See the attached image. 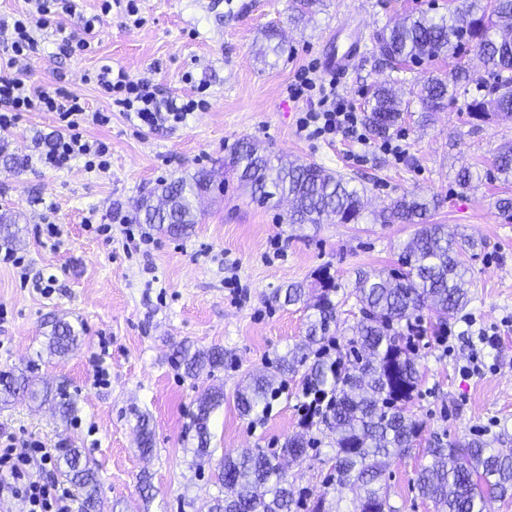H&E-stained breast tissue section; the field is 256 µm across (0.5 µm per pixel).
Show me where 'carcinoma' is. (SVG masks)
<instances>
[{"mask_svg": "<svg viewBox=\"0 0 512 512\" xmlns=\"http://www.w3.org/2000/svg\"><path fill=\"white\" fill-rule=\"evenodd\" d=\"M320 4L321 0H292L291 20L310 21ZM499 26L512 28V0H462L446 15L406 16L377 36L375 48L393 68L477 52L489 81L481 98L465 104L468 116L476 121L491 116L512 119V33L497 34ZM461 77L456 70L448 78H425L418 94L421 122L448 105L449 91ZM409 109L410 101L391 88L377 86L363 120L373 136L384 139L399 127ZM230 166L251 199L265 203L275 196L287 198L290 224H321L333 218L340 224H358L363 219L364 193L316 163L273 157L256 142L242 139L232 148ZM493 169L504 187L512 185V144L500 148ZM222 185L224 179L214 169L177 177L161 185V204L153 203L151 193L137 202L139 221L162 234L188 236L198 223L195 200ZM437 206L434 198L404 193L374 216L376 224H413L416 230L400 254V268L374 278L363 273L356 276L351 295L362 319L349 340L347 360L331 358L326 349L325 341L338 320V286L328 275L320 278L315 300L308 305L311 313L304 339L278 360L280 377L302 370L305 394L331 399L320 417L335 447L329 478L336 486L355 491L350 512H393L382 484L384 475L393 457L420 446L423 422L410 413L408 404L421 375L396 326L422 321L425 311L429 318L446 323L470 302L471 268L463 255L474 244L446 224L426 222ZM20 232L12 214H0V241L16 242ZM78 340L74 326L57 318L51 321L46 349L51 355L64 356ZM176 355L192 376L224 366L221 347L194 352L182 347ZM32 371L29 367L0 373V403L7 405L22 393L32 402L54 403L66 421L73 418L75 402L61 388H36ZM277 394L273 379L256 376L239 391L237 405L242 415H257ZM223 402L224 391L215 386L205 389L197 400L194 421L200 442L193 455L201 463L212 456L207 448L210 417ZM139 422L140 452L149 455L154 446L152 430L145 416H139ZM315 444L311 436H291L277 452L246 448L235 458H224L218 474L220 495L214 498L211 512H296L304 507L295 499L282 460L303 457ZM425 455L429 461L418 471L415 487L441 506V512H484L485 497H512V451L503 453L477 437L460 446L436 439ZM55 461L60 475L84 491V512H107L93 460L64 443Z\"/></svg>", "mask_w": 512, "mask_h": 512, "instance_id": "cac0c4a2", "label": "carcinoma"}]
</instances>
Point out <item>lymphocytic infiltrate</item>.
Returning a JSON list of instances; mask_svg holds the SVG:
<instances>
[{"label": "lymphocytic infiltrate", "instance_id": "1", "mask_svg": "<svg viewBox=\"0 0 512 512\" xmlns=\"http://www.w3.org/2000/svg\"><path fill=\"white\" fill-rule=\"evenodd\" d=\"M77 0H27L25 11L11 20H0V131L13 128L25 112H54L64 124L63 133L54 139L46 153L40 154L38 163L49 170L68 168L72 161L84 160L88 169L106 170L108 147L98 140L85 138L82 127L86 124L109 123L106 112H90L78 98L69 96L63 87L33 85L28 77V61L37 45L36 30L50 26L51 18L75 13ZM96 84L105 90L126 89L125 97L116 99L126 119L141 127L153 128L165 122L183 123L194 111L195 102L170 105L160 110L158 97L148 83L136 82L124 70H113L104 65L94 76ZM318 87L322 109L306 113L298 128L308 137H330L337 133L357 135L359 144L366 137L358 136V116L353 109L337 105L336 82H318L303 78L300 88L294 89L293 98H300L303 89ZM30 451L17 450L14 443L0 445V487L13 497L23 499L28 512H71L72 493L58 480L34 482L28 477L32 453L42 452L38 441H31Z\"/></svg>", "mask_w": 512, "mask_h": 512}]
</instances>
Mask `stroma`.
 I'll return each mask as SVG.
<instances>
[{
  "mask_svg": "<svg viewBox=\"0 0 512 512\" xmlns=\"http://www.w3.org/2000/svg\"><path fill=\"white\" fill-rule=\"evenodd\" d=\"M131 1L137 14L126 11ZM459 2L324 0L313 20L297 27L291 0H112L105 16L101 0H84L81 13L58 22L79 34L86 18L101 15L94 52L56 55L51 30L40 32L39 50L29 61L31 81L64 85L89 111L111 113L109 124L86 129L88 139L109 145L110 168L91 172L77 160L50 171L35 162L62 130L56 113L27 112L14 128L0 131L8 144L0 152V207L9 206L21 227L14 250L25 260L21 271L0 266V370L34 367L77 403L68 422L47 405H2L0 437L36 439L50 452L64 442L81 448L98 465L101 493L114 512H209L225 456L245 448L275 451L301 432V375L286 378L264 414L247 417L237 407L249 376L275 374L278 357L305 334L307 309L285 303L280 290L292 283L315 287L323 271L333 277L345 300L330 354L346 355L361 318L351 294L356 273L397 266L399 247L414 225L364 220L298 226L287 220V202L251 200L230 172L223 192L200 201L201 219L190 236H163L148 225L130 228L112 219L117 210L133 216L136 199L161 182L219 167L232 144L250 139L272 154L351 178L364 189L370 211L402 193L438 197L430 223L476 243L466 256L472 300L449 320L447 346H438L429 328L411 344L422 378L409 409L423 423V441L438 436L464 443L499 434L504 448L512 449V219L499 214L502 186L487 176L499 148L512 143V121L469 119L464 103L481 95L487 77L475 53L394 69L373 52L384 27L408 14L442 15ZM270 26L283 40L277 56L258 52ZM340 28L362 39L359 55L336 78L340 96L359 113L378 84L392 85L411 101V115L391 135L404 149L402 160L380 150L362 154L348 138L311 140L296 128L316 102L289 99L288 87L303 67L322 65L335 51L332 36ZM103 64L155 84L162 102L202 98L207 106L184 124L133 127L87 80ZM457 67L468 80L444 110L420 125L415 97L423 79ZM8 158L28 165L10 172L3 165ZM465 166L476 176L467 190L456 183ZM47 220L63 227L54 247L37 234ZM98 224L111 225L110 238L93 233ZM53 316L83 330L64 357L43 353ZM482 332L494 343H480ZM183 341L223 348V367L209 376L187 375L173 358ZM212 385L223 387L224 401L210 419L212 458L200 466L192 453L193 417L197 398ZM142 414L153 432L155 451L148 457L138 450ZM311 434L316 448L285 465L296 493L310 501L322 494L350 499L348 489L326 483L335 453L329 438L317 428ZM423 462L418 450L393 459L385 482L394 512H437L415 487Z\"/></svg>",
  "mask_w": 512,
  "mask_h": 512,
  "instance_id": "obj_1",
  "label": "stroma"
}]
</instances>
